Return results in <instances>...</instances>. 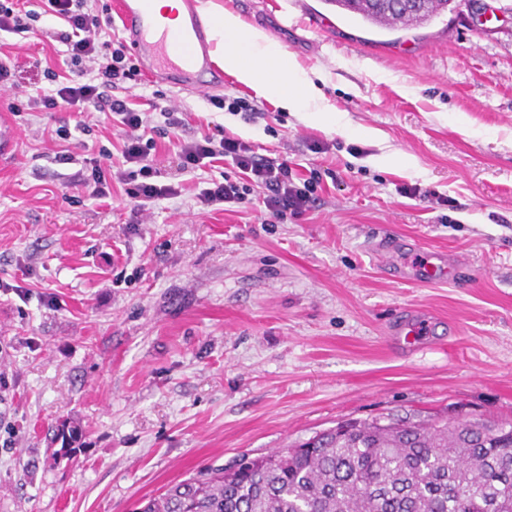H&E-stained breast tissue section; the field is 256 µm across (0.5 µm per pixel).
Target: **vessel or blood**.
<instances>
[{
    "instance_id": "b4317fda",
    "label": "vessel or blood",
    "mask_w": 512,
    "mask_h": 512,
    "mask_svg": "<svg viewBox=\"0 0 512 512\" xmlns=\"http://www.w3.org/2000/svg\"><path fill=\"white\" fill-rule=\"evenodd\" d=\"M126 40L143 71L176 88L209 90L224 82L212 59L214 31L195 15H188L176 31L162 28L150 0H115Z\"/></svg>"
}]
</instances>
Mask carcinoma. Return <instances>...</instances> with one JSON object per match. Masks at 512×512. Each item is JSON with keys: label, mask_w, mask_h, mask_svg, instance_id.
<instances>
[{"label": "carcinoma", "mask_w": 512, "mask_h": 512, "mask_svg": "<svg viewBox=\"0 0 512 512\" xmlns=\"http://www.w3.org/2000/svg\"><path fill=\"white\" fill-rule=\"evenodd\" d=\"M381 29L420 27L456 0H325ZM172 483L141 512H512V420H356L292 450Z\"/></svg>", "instance_id": "cac0c4a2"}]
</instances>
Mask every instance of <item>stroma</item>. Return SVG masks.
I'll use <instances>...</instances> for the list:
<instances>
[{
  "mask_svg": "<svg viewBox=\"0 0 512 512\" xmlns=\"http://www.w3.org/2000/svg\"><path fill=\"white\" fill-rule=\"evenodd\" d=\"M220 2L322 72L347 124L311 125L271 100L248 123L148 77L140 92L322 172L320 201L285 224L206 208L197 194L224 163L180 171L160 137L157 180L182 193L128 223L120 187L93 200L67 183L77 161L117 145L111 120L94 113L81 133L78 113L12 112L0 93L17 138L0 165V512H139L200 469L343 420L512 419V0H485L500 11L485 23L458 0L395 30L325 0ZM42 26L17 45L0 37L28 86L41 80L30 62L64 67L56 22ZM62 125L73 164L55 160ZM383 239L415 250L379 263ZM436 251L459 256L452 274L397 275ZM408 309L428 323L404 353L388 332Z\"/></svg>",
  "mask_w": 512,
  "mask_h": 512,
  "instance_id": "35a3bbf8",
  "label": "stroma"
}]
</instances>
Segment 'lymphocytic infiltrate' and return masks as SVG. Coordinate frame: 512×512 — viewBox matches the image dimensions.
<instances>
[{
  "label": "lymphocytic infiltrate",
  "instance_id": "lymphocytic-infiltrate-1",
  "mask_svg": "<svg viewBox=\"0 0 512 512\" xmlns=\"http://www.w3.org/2000/svg\"><path fill=\"white\" fill-rule=\"evenodd\" d=\"M51 18L61 25L54 38L65 47L66 74L43 70L45 86L31 90L24 101L11 104L14 112H106L123 134L119 163L90 160V172L78 185L95 199L112 194L120 184L133 207V223H142L151 203L179 197L182 189L155 179L152 152L157 130L179 138L177 153L183 171H195L219 161L231 162L233 174L209 180L197 195L203 205L225 209L245 203L262 207L268 223L284 224L312 210L319 199L322 178L316 170L297 173L285 157L257 154L249 143L227 134L203 132L184 136L183 108L161 91H154L146 108L132 100L140 84V68L127 45L103 15L97 0H0V34L22 38L40 33L39 23ZM164 119L163 128L152 126L151 113Z\"/></svg>",
  "mask_w": 512,
  "mask_h": 512
}]
</instances>
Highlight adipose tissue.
Returning a JSON list of instances; mask_svg holds the SVG:
<instances>
[{
	"label": "adipose tissue",
	"mask_w": 512,
	"mask_h": 512,
	"mask_svg": "<svg viewBox=\"0 0 512 512\" xmlns=\"http://www.w3.org/2000/svg\"><path fill=\"white\" fill-rule=\"evenodd\" d=\"M197 9L215 23L214 58L226 72L259 96L302 114L308 123H335V109L322 97L313 78L265 30L246 24L214 0H200Z\"/></svg>",
	"instance_id": "obj_1"
}]
</instances>
